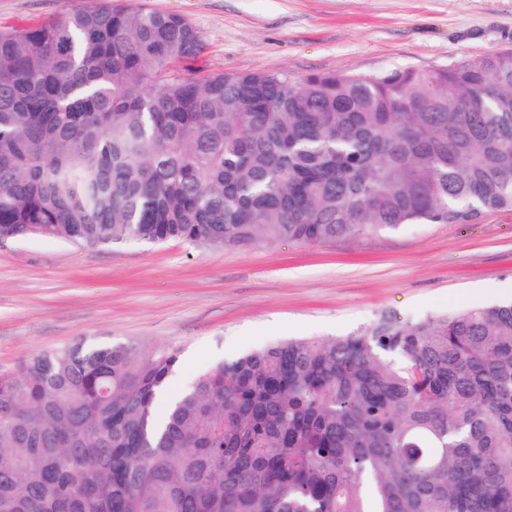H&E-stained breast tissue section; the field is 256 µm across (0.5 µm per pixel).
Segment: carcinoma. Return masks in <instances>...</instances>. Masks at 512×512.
I'll use <instances>...</instances> for the list:
<instances>
[{
    "instance_id": "1",
    "label": "carcinoma",
    "mask_w": 512,
    "mask_h": 512,
    "mask_svg": "<svg viewBox=\"0 0 512 512\" xmlns=\"http://www.w3.org/2000/svg\"><path fill=\"white\" fill-rule=\"evenodd\" d=\"M186 18L103 0L0 30V242L224 248L512 208V49L376 75L211 74ZM0 374V512H512V302L207 366Z\"/></svg>"
}]
</instances>
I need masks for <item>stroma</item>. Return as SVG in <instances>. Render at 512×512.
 <instances>
[{
    "label": "stroma",
    "mask_w": 512,
    "mask_h": 512,
    "mask_svg": "<svg viewBox=\"0 0 512 512\" xmlns=\"http://www.w3.org/2000/svg\"><path fill=\"white\" fill-rule=\"evenodd\" d=\"M188 19L211 73L432 70L512 47V0H146ZM66 0H0V27ZM512 300V210L353 239L239 249L127 240L0 243V373L81 341L178 349L172 392L210 364L291 337L356 333Z\"/></svg>",
    "instance_id": "obj_1"
}]
</instances>
